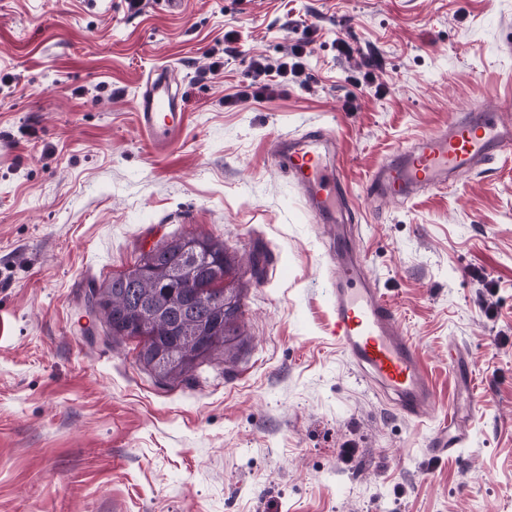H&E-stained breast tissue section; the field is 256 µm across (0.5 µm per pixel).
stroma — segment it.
<instances>
[{
    "instance_id": "35a3bbf8",
    "label": "stroma",
    "mask_w": 512,
    "mask_h": 512,
    "mask_svg": "<svg viewBox=\"0 0 512 512\" xmlns=\"http://www.w3.org/2000/svg\"><path fill=\"white\" fill-rule=\"evenodd\" d=\"M511 40L512 0H0V512H512V154L364 193L471 106L512 124ZM159 67L186 113L163 150L136 102ZM308 135L428 369L423 421L329 332L326 231L271 159ZM173 234L235 256L242 335L165 384L84 294ZM454 407L469 438L433 455Z\"/></svg>"
}]
</instances>
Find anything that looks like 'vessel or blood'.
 Returning <instances> with one entry per match:
<instances>
[{
    "label": "vessel or blood",
    "mask_w": 512,
    "mask_h": 512,
    "mask_svg": "<svg viewBox=\"0 0 512 512\" xmlns=\"http://www.w3.org/2000/svg\"><path fill=\"white\" fill-rule=\"evenodd\" d=\"M176 101L167 71L155 70L142 87L137 107L143 131L158 146L169 145L181 127ZM320 143L316 136L280 141L276 158L307 191L318 223L336 227L329 242L335 262L329 293L333 334L347 358L400 413L414 420L430 417L437 401L427 370L416 346L401 331L394 309L354 257V243L340 225L345 184L325 163ZM506 151H512V131L500 125L495 112L476 105L449 122L447 129L422 138L378 168L365 193L402 199L419 188L445 185L453 176ZM464 442V436L442 428L429 447L442 454Z\"/></svg>",
    "instance_id": "1"
}]
</instances>
